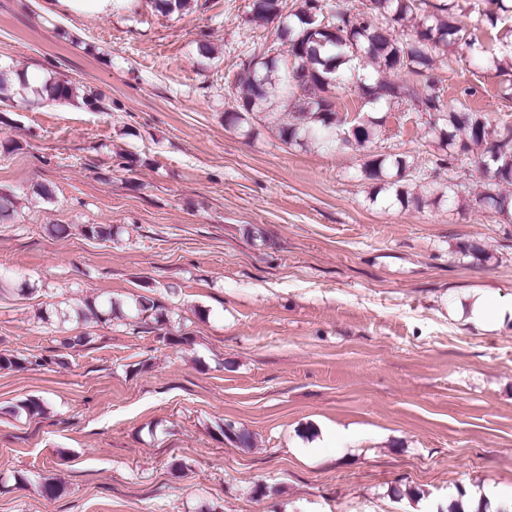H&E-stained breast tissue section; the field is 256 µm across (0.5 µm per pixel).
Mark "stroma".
Segmentation results:
<instances>
[{"mask_svg":"<svg viewBox=\"0 0 512 512\" xmlns=\"http://www.w3.org/2000/svg\"><path fill=\"white\" fill-rule=\"evenodd\" d=\"M248 3L0 0V67L75 89L0 103V354L24 360L0 370V512H409L468 476L512 490V322L469 319L473 294L512 302L488 178L409 181L417 207L365 179L370 156L427 171L449 151L406 106L362 103L369 66L337 92L380 121L367 147L285 143L268 112L226 125L229 68L274 32ZM453 4L483 51L435 53L444 101L512 124V20ZM142 296L160 319L75 314ZM30 397L41 415L17 412ZM61 6L74 15H106L112 11V0H58Z\"/></svg>","mask_w":512,"mask_h":512,"instance_id":"1","label":"stroma"}]
</instances>
